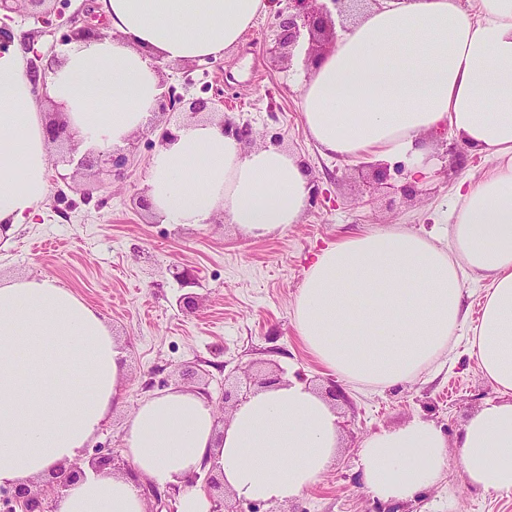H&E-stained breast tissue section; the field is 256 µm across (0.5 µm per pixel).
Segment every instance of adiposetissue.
Wrapping results in <instances>:
<instances>
[{
  "label": "adipose tissue",
  "instance_id": "obj_1",
  "mask_svg": "<svg viewBox=\"0 0 512 512\" xmlns=\"http://www.w3.org/2000/svg\"><path fill=\"white\" fill-rule=\"evenodd\" d=\"M111 34L66 45L47 94L87 149L124 146L161 92L158 60L222 58L266 0H100ZM315 147L352 163L410 160L422 185L429 132L447 128L485 166L457 186L447 247L414 231L364 230L316 253L298 289L294 328L306 351L348 383L409 381L466 323L464 278L481 282L470 355L497 396L459 439L468 486L512 491V0H383L299 74ZM49 149L26 52L0 48V225L30 223L49 192ZM312 183L282 146L245 150L215 122H192L156 149L145 196L161 223L223 213L252 238L299 223ZM122 353L102 314L51 278L0 282V486H35L82 464L125 398ZM341 419L307 384L260 389L224 428L205 397L173 389L140 400L122 438L132 476L86 472L55 512H145L143 486L177 489L176 512H209L189 479L218 467L246 501L283 503L336 460ZM448 443L413 419L366 436L365 488L405 503L436 485Z\"/></svg>",
  "mask_w": 512,
  "mask_h": 512
}]
</instances>
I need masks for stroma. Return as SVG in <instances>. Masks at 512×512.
Returning a JSON list of instances; mask_svg holds the SVG:
<instances>
[{
    "label": "stroma",
    "mask_w": 512,
    "mask_h": 512,
    "mask_svg": "<svg viewBox=\"0 0 512 512\" xmlns=\"http://www.w3.org/2000/svg\"><path fill=\"white\" fill-rule=\"evenodd\" d=\"M82 4L60 0L64 16L48 29L26 10L10 13L12 31L33 40L43 57H53L52 43L71 31L65 16ZM272 21L271 13L259 15L241 44L214 63L164 61L160 67L169 83H187L188 96L222 91L227 117L243 118L260 132L280 130L283 147L303 158L313 180L327 190L328 202L307 207L300 223L257 239L225 223L220 212L206 224H163L137 202L148 173L147 146L139 147L121 185L95 167L72 174L53 147L51 162L67 181L51 182L34 223L20 225L0 244L1 281L53 278L98 308L111 328L124 357L126 398L91 442L103 452H119L139 399L176 387L207 392L217 407L225 391H244L250 381L271 375L325 392L333 377L304 351L293 326L295 297L312 252L364 227L444 239L457 183L484 165L471 153L462 167H454L446 153L449 133H431L434 163L425 194L408 198L401 191L403 177L377 185L365 168L319 154L303 125L294 81L306 64L295 54L268 53L277 37ZM88 187L94 193L86 203L82 191ZM185 294L196 296L194 312L180 307ZM342 389L335 401L342 421L336 461L314 488L291 501L295 512H512V491L470 488L460 465L463 425L496 396L466 343L458 344L452 362L437 363L415 380L381 390L347 383ZM415 418L442 430L448 442L445 474L409 502H379L362 483L359 445L372 432Z\"/></svg>",
    "instance_id": "1"
}]
</instances>
